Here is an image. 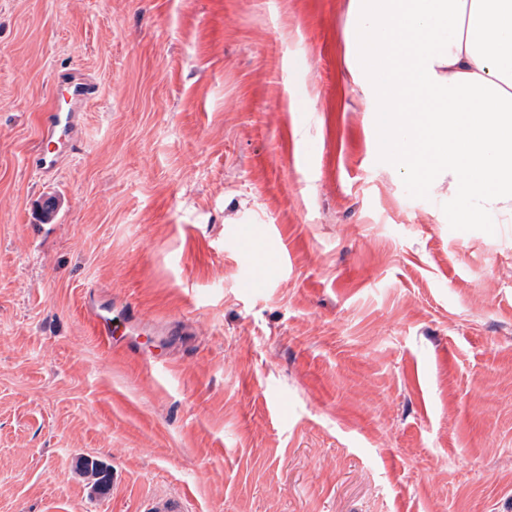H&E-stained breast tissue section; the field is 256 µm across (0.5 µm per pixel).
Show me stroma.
Instances as JSON below:
<instances>
[{"label":"stroma","instance_id":"35a3bbf8","mask_svg":"<svg viewBox=\"0 0 512 512\" xmlns=\"http://www.w3.org/2000/svg\"><path fill=\"white\" fill-rule=\"evenodd\" d=\"M348 31L346 0H0V512H512V211L455 223L380 152ZM61 68L100 94L43 176ZM139 317L138 311L129 307L112 313L90 312L88 314L89 324L93 336H96L99 342L112 350L114 354L122 355L134 360L142 359L143 349L139 341H129L124 339L123 343L115 342L117 336L123 338L127 336V329L131 321ZM185 497L186 494H156L147 501L145 512H185Z\"/></svg>","mask_w":512,"mask_h":512}]
</instances>
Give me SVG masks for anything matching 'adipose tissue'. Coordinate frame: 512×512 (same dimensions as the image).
Instances as JSON below:
<instances>
[{
    "label": "adipose tissue",
    "mask_w": 512,
    "mask_h": 512,
    "mask_svg": "<svg viewBox=\"0 0 512 512\" xmlns=\"http://www.w3.org/2000/svg\"><path fill=\"white\" fill-rule=\"evenodd\" d=\"M359 61L379 99L378 146L423 190L448 173L469 207L512 204V0H348Z\"/></svg>",
    "instance_id": "adipose-tissue-1"
}]
</instances>
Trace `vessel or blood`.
Returning <instances> with one entry per match:
<instances>
[{"mask_svg": "<svg viewBox=\"0 0 512 512\" xmlns=\"http://www.w3.org/2000/svg\"><path fill=\"white\" fill-rule=\"evenodd\" d=\"M98 95V83L83 73L62 70L53 74V103L42 114L40 142L29 158L34 172L52 174L63 155L78 150L83 110ZM137 317V311L131 308L88 315L92 334L102 346L134 360L141 359L143 350L139 342L127 340L126 334ZM146 512H186L185 498L173 493L156 494L148 500Z\"/></svg>", "mask_w": 512, "mask_h": 512, "instance_id": "1", "label": "vessel or blood"}]
</instances>
